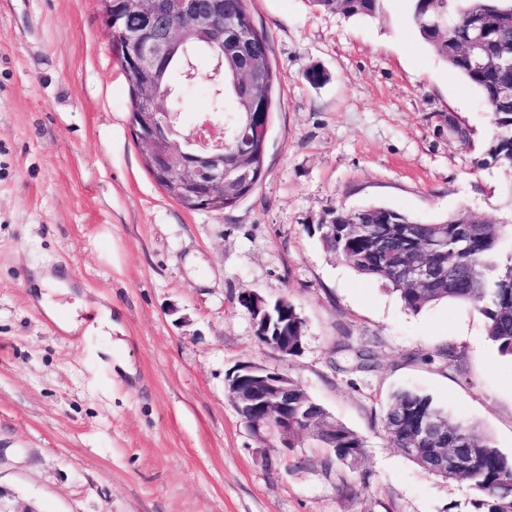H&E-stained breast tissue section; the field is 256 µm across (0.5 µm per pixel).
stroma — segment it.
Wrapping results in <instances>:
<instances>
[{
    "label": "stroma",
    "instance_id": "stroma-1",
    "mask_svg": "<svg viewBox=\"0 0 512 512\" xmlns=\"http://www.w3.org/2000/svg\"><path fill=\"white\" fill-rule=\"evenodd\" d=\"M248 5L277 76L265 175L235 207L190 211L143 165L100 0H0V485L39 512H479L477 492L421 471L382 417L416 391L512 457V357L478 309L406 310L317 226L370 205L512 225V175L482 163L491 115L408 0L373 18ZM315 64L329 75L317 88L302 77ZM63 267L52 317L35 275ZM246 288L293 303L298 355L259 345ZM98 303L111 328L94 327ZM362 347L374 371L357 370ZM241 360L300 383L364 456L253 434L224 387Z\"/></svg>",
    "mask_w": 512,
    "mask_h": 512
}]
</instances>
